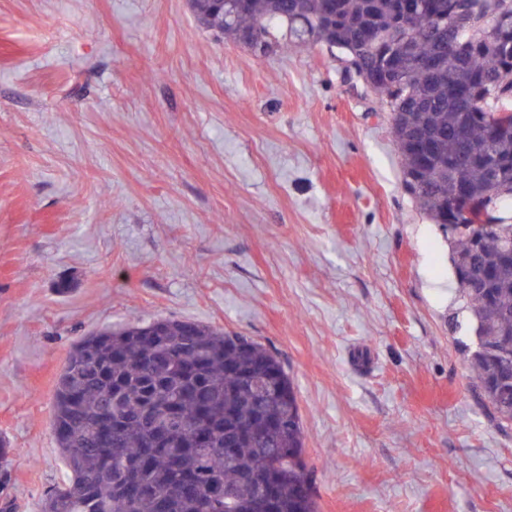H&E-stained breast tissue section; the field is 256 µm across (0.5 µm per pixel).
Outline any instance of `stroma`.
Wrapping results in <instances>:
<instances>
[{
	"mask_svg": "<svg viewBox=\"0 0 512 512\" xmlns=\"http://www.w3.org/2000/svg\"><path fill=\"white\" fill-rule=\"evenodd\" d=\"M448 241L345 55L273 54L187 0H0V438L18 512L68 468L75 340L172 318L252 337L297 392L319 512H512Z\"/></svg>",
	"mask_w": 512,
	"mask_h": 512,
	"instance_id": "obj_1",
	"label": "stroma"
}]
</instances>
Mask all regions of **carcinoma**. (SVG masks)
I'll return each instance as SVG.
<instances>
[{"mask_svg":"<svg viewBox=\"0 0 512 512\" xmlns=\"http://www.w3.org/2000/svg\"><path fill=\"white\" fill-rule=\"evenodd\" d=\"M195 20L236 39L254 30L267 45L283 28L297 49L336 14V48L368 47L364 67L392 60L394 81L377 94L409 194L429 220L448 223L457 189L470 203L466 224L512 199V126L490 137L498 115L512 113V14L508 27L482 15L469 30L454 13L470 0H412L419 26L411 38L425 66H402L395 40L398 0H248L231 14L194 0ZM500 167L502 189L487 171ZM479 247L468 233L448 236L458 298L484 351H467L475 384L501 426L512 427V223L496 220ZM269 379L259 399L250 382ZM54 438L69 469L45 493V512H265L248 484L273 474L277 512H316L304 461L297 393L284 364L248 337L187 320L153 319L105 327L69 352L54 397ZM12 449L0 444V512H12ZM237 487L224 499L220 490Z\"/></svg>","mask_w":512,"mask_h":512,"instance_id":"1","label":"carcinoma"}]
</instances>
